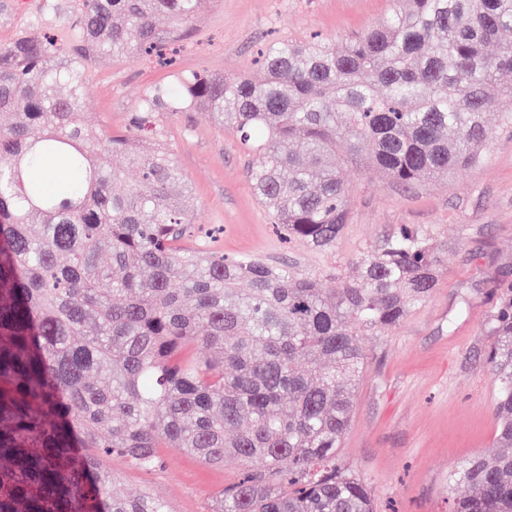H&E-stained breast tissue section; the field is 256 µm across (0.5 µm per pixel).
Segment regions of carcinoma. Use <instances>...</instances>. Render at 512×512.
Masks as SVG:
<instances>
[{"instance_id":"obj_1","label":"carcinoma","mask_w":512,"mask_h":512,"mask_svg":"<svg viewBox=\"0 0 512 512\" xmlns=\"http://www.w3.org/2000/svg\"><path fill=\"white\" fill-rule=\"evenodd\" d=\"M202 0H79L80 44L0 46V512H170L123 496L102 461L145 473L178 448L237 478L211 512H375L340 448L368 357L438 285L441 249L401 224L353 272L317 277L187 246L183 182L156 123L205 110L255 156L257 200L290 240L328 252L349 220L343 166L411 190L482 161L490 88L512 93V0H389L336 45L283 39L257 73L178 72L147 88L132 128L83 117L85 65L158 54ZM141 171L133 185L110 165ZM60 157L55 189L34 165ZM180 287H172L173 282ZM490 458L455 465L451 512H512V293L490 321Z\"/></svg>"}]
</instances>
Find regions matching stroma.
Wrapping results in <instances>:
<instances>
[{
  "instance_id": "35a3bbf8",
  "label": "stroma",
  "mask_w": 512,
  "mask_h": 512,
  "mask_svg": "<svg viewBox=\"0 0 512 512\" xmlns=\"http://www.w3.org/2000/svg\"><path fill=\"white\" fill-rule=\"evenodd\" d=\"M72 0H0V45L39 31L65 47L77 39ZM388 0H204L182 40L176 67L240 74L274 37L312 34L339 42L376 25ZM170 69L132 53L88 65L85 120L129 127L143 92ZM190 187L194 246L285 262L302 274L349 266L398 224H417L444 246L438 285L396 330L363 337L368 368L340 458L370 486L377 512H450L448 476L475 453H495L494 385L486 332L498 296L512 287V135L498 134L480 166L405 190L377 170L350 165L351 217L326 254L284 239L255 198L250 159L236 136L204 111L159 116ZM145 474L109 462L116 488L151 492L172 512H210L214 492L233 481L236 460L210 466L173 448Z\"/></svg>"
}]
</instances>
